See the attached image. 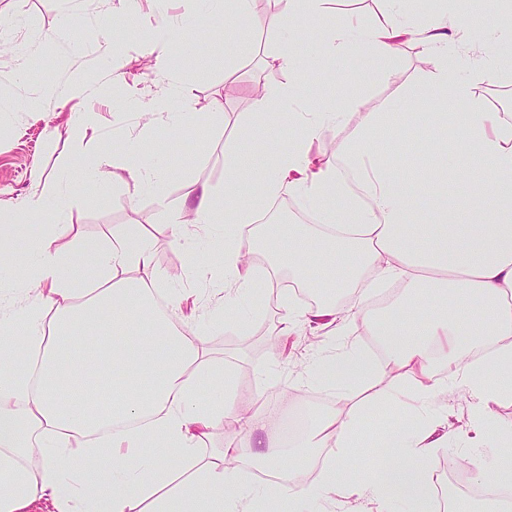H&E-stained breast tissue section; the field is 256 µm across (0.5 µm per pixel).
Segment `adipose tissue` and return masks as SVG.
<instances>
[{
	"instance_id": "1",
	"label": "adipose tissue",
	"mask_w": 512,
	"mask_h": 512,
	"mask_svg": "<svg viewBox=\"0 0 512 512\" xmlns=\"http://www.w3.org/2000/svg\"><path fill=\"white\" fill-rule=\"evenodd\" d=\"M180 2L183 15L152 26L146 40L161 90L138 107L147 118L146 137L158 125L178 131L202 119L172 73L171 57L196 55L201 40L220 39L224 19L242 29L258 23L253 0ZM331 2L275 0L279 15L319 17L326 25L309 35L304 52L293 39L281 40L272 60L293 78L263 88L241 117L244 138L226 154L223 205L203 185L176 216L180 224L224 227L218 265L198 259L193 265L199 279L223 280L226 320H233L239 297L271 275L247 261L265 240L303 273V287L319 295L316 306L289 310L278 329L285 336L316 322L329 334L327 347L298 378L334 388L340 402L315 416L296 441L300 448L330 449L318 483L299 481L293 469L286 482L261 491L239 481L240 463L280 464L288 442L264 415H243L241 397L223 383V362L208 356L206 330L175 326L157 311L153 246L139 225L121 224L104 242L86 246L85 263L57 238L26 242L29 265L21 278L32 294L0 313V512H31L41 501L50 512H261L268 505L273 512H304L325 492L376 503L379 512L391 499L431 512L435 451L451 441L482 448L492 436L505 447L499 468L476 467L473 482L512 472V429L494 412L512 399V113L487 111L474 97L475 88L512 63V31L490 37L464 71L460 50L468 45L469 25L456 0H435L432 17L419 26L407 18L409 0H385L372 25L335 15ZM200 14L211 20L197 28ZM408 42L432 67L406 90V101L448 96L467 102L468 111L395 112L386 105L364 112L355 88L338 105L304 100L305 72L322 60L356 51L374 64L396 58ZM284 115L291 135L268 153L255 131ZM407 124L435 136L411 157L415 178L403 181L401 155L383 161L380 147ZM329 128L345 134L332 163L313 151ZM139 154L138 140L128 138L113 145L110 162L135 187L157 188ZM105 162H74L66 181L46 183L26 200L25 213L63 219L75 184L101 178ZM244 183L251 188L247 198L239 192ZM284 194L306 201L321 221L292 224L267 238L257 215ZM392 282L409 297L397 316L376 317L371 295ZM360 322L384 348L380 364L353 337ZM395 368L406 381L381 401L404 414L381 436L372 476L362 478L345 451L357 441L364 406L347 400ZM205 380L212 386L203 395ZM72 385L86 398L81 407L59 398ZM450 386L471 398V432L449 431L439 415L437 398ZM238 417L245 427L238 444L204 452L206 439ZM146 446L153 456L141 455Z\"/></svg>"
}]
</instances>
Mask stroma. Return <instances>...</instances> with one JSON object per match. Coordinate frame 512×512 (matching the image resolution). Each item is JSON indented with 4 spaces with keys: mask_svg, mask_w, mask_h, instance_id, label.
I'll return each mask as SVG.
<instances>
[{
    "mask_svg": "<svg viewBox=\"0 0 512 512\" xmlns=\"http://www.w3.org/2000/svg\"><path fill=\"white\" fill-rule=\"evenodd\" d=\"M151 0H137L134 12L121 9L118 0H0V40L8 43L0 51V99H37V112H7L0 115V212L11 218L10 233L15 242L16 261H23L24 245L32 231L23 202L42 189L79 155L111 156L113 142L138 136L144 119L140 112L125 108V98L147 101L159 88L150 75V60L140 45L147 26L155 20ZM265 23L246 32L226 30L221 40L202 44L197 58L175 57L172 69L184 81L198 108L212 99L224 105L221 115L210 121L166 136L163 146L170 167L157 191L133 186L125 172L105 180L81 182L71 195L63 243L76 252L85 244L101 242L118 224H139L153 243L154 270L163 287L182 294L180 305L172 307L175 324L202 322L218 303L219 294L199 292V282L188 268L189 253L211 255L223 235L215 225L210 235L190 227L186 245L173 241L172 212L183 198L200 185H208L216 201L224 199L226 145L238 138L240 117L249 112L256 87H276L289 82V70L262 66L264 57L277 50L286 28L303 32L322 28L320 19L300 16L285 21L276 13L264 16ZM116 29L118 72L122 85L112 99L84 96L68 100L45 97L46 81H66L82 71L98 79L107 72L109 52L104 26ZM24 51L25 65H18L17 51ZM236 57L242 77L227 82L224 60ZM427 63L415 44H404L395 60L379 68H367L360 54L329 62L313 70L304 95L313 101L339 102L344 84L361 82V109L379 111L388 102L400 111L409 106L403 95ZM94 115L92 126L79 124L81 113ZM294 297L292 287H283L273 306L259 297L246 299L240 319L234 324L209 326L207 349L211 357L223 360L238 393L250 401L253 410L278 408L280 396L293 383L318 350L322 338L300 328L283 341L279 356L268 352V338L283 313V300ZM299 308H308L303 298L294 297Z\"/></svg>",
    "mask_w": 512,
    "mask_h": 512,
    "instance_id": "35a3bbf8",
    "label": "stroma"
}]
</instances>
